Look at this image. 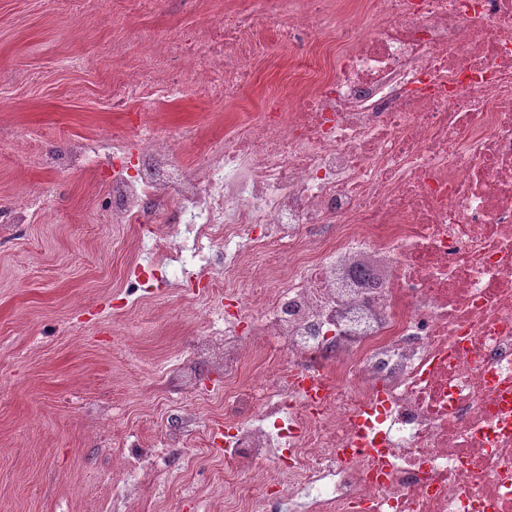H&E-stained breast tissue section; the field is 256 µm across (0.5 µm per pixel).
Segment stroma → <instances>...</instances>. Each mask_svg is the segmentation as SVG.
Listing matches in <instances>:
<instances>
[{
	"label": "stroma",
	"instance_id": "35a3bbf8",
	"mask_svg": "<svg viewBox=\"0 0 512 512\" xmlns=\"http://www.w3.org/2000/svg\"><path fill=\"white\" fill-rule=\"evenodd\" d=\"M206 10L162 0L153 14L126 15L104 0L79 16L56 0H0V129L23 142L56 127L77 138L122 128L105 93L109 44L135 57L141 31L195 25ZM262 38L254 90L291 99L294 49L276 27ZM140 110L173 131L198 125L205 141L240 121L211 124L221 107L199 95ZM40 184L45 213L0 239V512H224V461L201 429L224 415V368L197 353L206 283L158 282L147 301L130 298L151 251L135 227L103 222L104 165L40 172L14 158L0 167V207ZM193 382L204 394L189 399ZM171 432L182 441L166 448L167 469L142 472L118 496L130 447H161Z\"/></svg>",
	"mask_w": 512,
	"mask_h": 512
}]
</instances>
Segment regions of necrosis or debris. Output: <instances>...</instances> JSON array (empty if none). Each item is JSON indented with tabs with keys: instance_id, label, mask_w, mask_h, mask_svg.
Here are the masks:
<instances>
[{
	"instance_id": "1",
	"label": "necrosis or debris",
	"mask_w": 512,
	"mask_h": 512,
	"mask_svg": "<svg viewBox=\"0 0 512 512\" xmlns=\"http://www.w3.org/2000/svg\"><path fill=\"white\" fill-rule=\"evenodd\" d=\"M303 0L279 28L312 47L289 111L208 146L133 114L201 92L254 102L249 57L280 0L221 12L112 81L128 130L31 148L38 170L108 160L110 224L157 245L220 306L202 355L224 366L225 512H512V0ZM284 254V271L256 269ZM281 362L242 381L247 343Z\"/></svg>"
}]
</instances>
